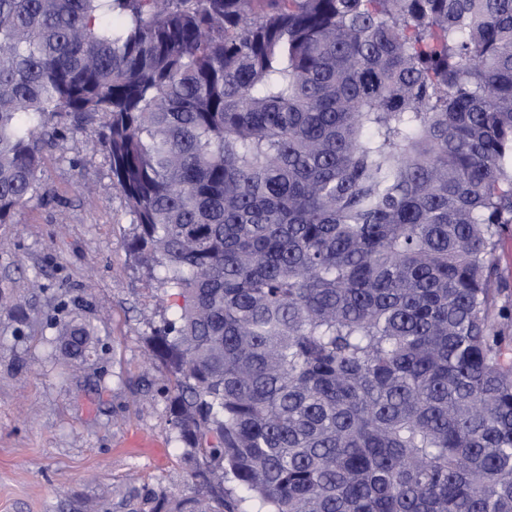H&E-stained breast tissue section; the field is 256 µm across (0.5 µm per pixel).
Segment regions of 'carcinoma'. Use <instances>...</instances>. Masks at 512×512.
Masks as SVG:
<instances>
[{
	"label": "carcinoma",
	"mask_w": 512,
	"mask_h": 512,
	"mask_svg": "<svg viewBox=\"0 0 512 512\" xmlns=\"http://www.w3.org/2000/svg\"><path fill=\"white\" fill-rule=\"evenodd\" d=\"M98 114L183 299L191 483L129 512H512V0H0V224ZM496 256L499 270L512 291V224L505 228Z\"/></svg>",
	"instance_id": "carcinoma-1"
}]
</instances>
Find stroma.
<instances>
[{"mask_svg": "<svg viewBox=\"0 0 512 512\" xmlns=\"http://www.w3.org/2000/svg\"><path fill=\"white\" fill-rule=\"evenodd\" d=\"M43 191L0 224V512H106L139 483L165 493L191 465L168 424L167 373L148 363L147 338L180 300L164 295L130 248L123 196L112 189L98 120L54 118ZM91 323L101 342L74 361L51 348L52 319Z\"/></svg>", "mask_w": 512, "mask_h": 512, "instance_id": "obj_1", "label": "stroma"}]
</instances>
